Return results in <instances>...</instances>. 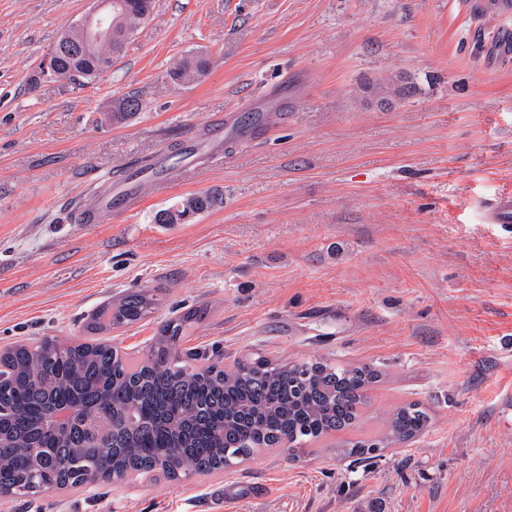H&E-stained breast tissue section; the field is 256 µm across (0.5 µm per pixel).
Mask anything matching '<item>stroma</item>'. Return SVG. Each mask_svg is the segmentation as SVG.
Wrapping results in <instances>:
<instances>
[{
	"mask_svg": "<svg viewBox=\"0 0 512 512\" xmlns=\"http://www.w3.org/2000/svg\"><path fill=\"white\" fill-rule=\"evenodd\" d=\"M92 0H0V347L83 341L103 303L161 289L151 317L112 330L143 357L160 324L204 305L183 346L232 364L263 352L387 370L368 432L422 403L428 430L370 464L321 442L237 471L47 493L0 512H512V227L483 202L512 195V14L490 0H157L92 84H31L43 52ZM210 55L198 80L184 56ZM401 76L406 96L365 91ZM142 108L102 123L118 96ZM288 103L287 119L141 211L89 228L88 184L178 152L205 121ZM217 189L221 208L157 224L171 199ZM212 66L210 58L206 55H196L183 58L171 71L170 76L174 80H180L187 76L202 77L207 74Z\"/></svg>",
	"mask_w": 512,
	"mask_h": 512,
	"instance_id": "35a3bbf8",
	"label": "stroma"
}]
</instances>
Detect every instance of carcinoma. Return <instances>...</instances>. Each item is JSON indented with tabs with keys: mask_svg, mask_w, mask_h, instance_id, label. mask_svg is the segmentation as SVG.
Listing matches in <instances>:
<instances>
[{
	"mask_svg": "<svg viewBox=\"0 0 512 512\" xmlns=\"http://www.w3.org/2000/svg\"><path fill=\"white\" fill-rule=\"evenodd\" d=\"M123 22L87 55L60 48L59 67L87 83L112 67L148 19L156 0H123ZM206 55L183 58L174 80L204 76ZM108 116L125 121L140 108L123 95ZM223 204L215 191L178 196L154 215L170 224L171 210L193 219ZM161 299L150 290L133 292L99 307L86 325L93 340L72 343L43 336L0 353V496L33 498L48 492L39 485V466L55 469L57 489L123 482L126 475L161 472L169 479L232 470L262 450L288 442L299 457L308 444L336 438L343 458L369 460L421 436L430 415L419 402L391 409L371 438H351L371 419V392L387 376L370 364L326 358L288 361L262 352L236 359L229 367H198L199 353L181 350L187 332L206 315L195 308L161 324L142 359L134 361L96 336L137 323L155 313ZM51 408L81 413L75 429L46 425Z\"/></svg>",
	"mask_w": 512,
	"mask_h": 512,
	"instance_id": "carcinoma-1",
	"label": "carcinoma"
}]
</instances>
